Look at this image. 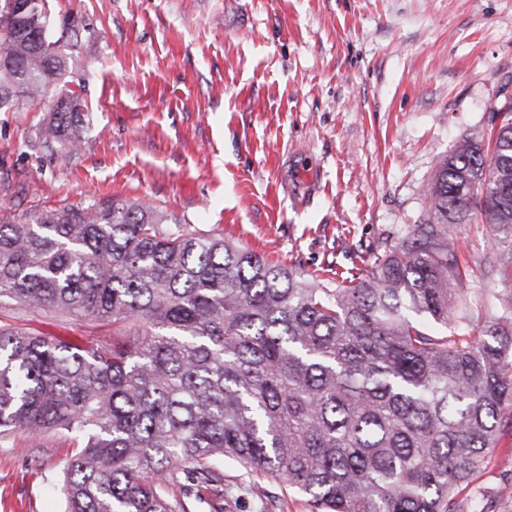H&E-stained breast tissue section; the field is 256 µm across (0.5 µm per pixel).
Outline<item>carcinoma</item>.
<instances>
[{"label":"carcinoma","instance_id":"1","mask_svg":"<svg viewBox=\"0 0 512 512\" xmlns=\"http://www.w3.org/2000/svg\"><path fill=\"white\" fill-rule=\"evenodd\" d=\"M46 0H0V112L51 86L35 128L81 144L85 26L49 35ZM437 164L426 221L368 273L304 279L222 237L115 202L0 219V299L112 322L88 349L0 325V435H75L65 512H193L224 464L308 512H458L512 403V292L474 330L452 233L512 237V116Z\"/></svg>","mask_w":512,"mask_h":512}]
</instances>
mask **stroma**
<instances>
[{"label": "stroma", "mask_w": 512, "mask_h": 512, "mask_svg": "<svg viewBox=\"0 0 512 512\" xmlns=\"http://www.w3.org/2000/svg\"><path fill=\"white\" fill-rule=\"evenodd\" d=\"M97 37L75 80L90 129L73 154L31 145L46 108L0 112V212L117 199L263 254L302 277L374 260L426 219L438 161L490 133L512 75V0H48ZM481 320L512 291V238L453 235ZM0 324L91 346L111 326L0 302ZM460 512H512V409ZM64 431L0 439V512H63ZM202 512H305L224 471Z\"/></svg>", "instance_id": "35a3bbf8"}]
</instances>
